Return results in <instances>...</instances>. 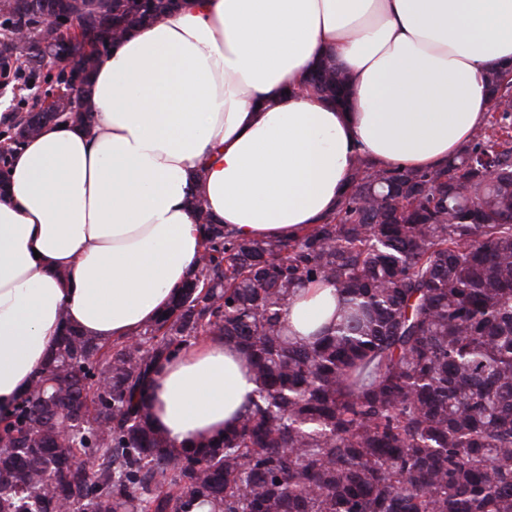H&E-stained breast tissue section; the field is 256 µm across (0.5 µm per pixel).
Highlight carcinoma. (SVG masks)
Instances as JSON below:
<instances>
[{
  "label": "carcinoma",
  "mask_w": 512,
  "mask_h": 512,
  "mask_svg": "<svg viewBox=\"0 0 512 512\" xmlns=\"http://www.w3.org/2000/svg\"><path fill=\"white\" fill-rule=\"evenodd\" d=\"M178 0H0V67L43 77L55 118L88 127L90 78L132 28ZM110 23L90 47L58 38ZM312 83L336 103L346 74ZM36 104L0 149L37 135ZM488 123L434 171L361 159L336 212L295 238H243L193 203L205 231L169 308L103 346L67 325L29 390L0 415V512H512V79ZM342 299L336 327L288 336L298 288ZM243 353L256 389L236 425L175 448L142 404L164 361L199 338Z\"/></svg>",
  "instance_id": "cac0c4a2"
}]
</instances>
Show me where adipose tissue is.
<instances>
[{
    "label": "adipose tissue",
    "mask_w": 512,
    "mask_h": 512,
    "mask_svg": "<svg viewBox=\"0 0 512 512\" xmlns=\"http://www.w3.org/2000/svg\"><path fill=\"white\" fill-rule=\"evenodd\" d=\"M330 62L348 107L308 84ZM512 69V0H185L113 46L84 108L13 153L0 194V409L63 323L99 342L164 311L202 250L192 197L246 238L296 237L332 215L357 159L432 171L486 120ZM340 318L333 287L300 288L288 334ZM256 384L210 336L143 392L177 448L231 426Z\"/></svg>",
    "instance_id": "adipose-tissue-1"
}]
</instances>
